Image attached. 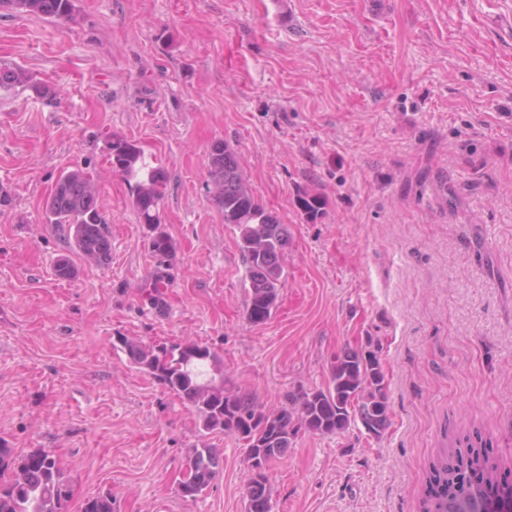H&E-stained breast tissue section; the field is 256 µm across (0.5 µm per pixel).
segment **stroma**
Returning <instances> with one entry per match:
<instances>
[{
    "label": "stroma",
    "mask_w": 512,
    "mask_h": 512,
    "mask_svg": "<svg viewBox=\"0 0 512 512\" xmlns=\"http://www.w3.org/2000/svg\"><path fill=\"white\" fill-rule=\"evenodd\" d=\"M72 22L0 10V59L57 84L0 95V446L59 456L74 495L114 512H244L241 442L209 435L210 489L181 497L194 415L114 349L115 336L214 348L226 386L266 408L325 387L335 356L373 339L391 408L299 434L269 471L272 512H421L456 438L492 444L512 482V0H79ZM123 136L161 164L178 253L169 309L143 308L154 261L113 173ZM221 140L290 246L276 308L244 316V265L209 202ZM98 175L112 226L101 268L45 223L51 183ZM320 194L307 222L297 198Z\"/></svg>",
    "instance_id": "35a3bbf8"
}]
</instances>
